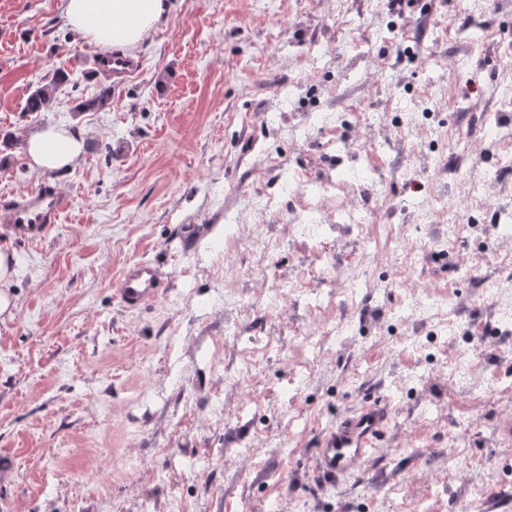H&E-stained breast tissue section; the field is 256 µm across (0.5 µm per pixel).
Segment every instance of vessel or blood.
Wrapping results in <instances>:
<instances>
[{"label": "vessel or blood", "mask_w": 512, "mask_h": 512, "mask_svg": "<svg viewBox=\"0 0 512 512\" xmlns=\"http://www.w3.org/2000/svg\"><path fill=\"white\" fill-rule=\"evenodd\" d=\"M93 68L103 76H125L134 63L120 54L97 55ZM72 205L71 198L57 185L46 183L12 199L0 200V234L30 245L44 242ZM164 279L159 267L149 261L126 264L115 294L126 309L139 310L163 293ZM390 405L382 399L370 400L351 410L328 427L317 439L313 473L323 485L338 487L363 474L389 433Z\"/></svg>", "instance_id": "b4317fda"}]
</instances>
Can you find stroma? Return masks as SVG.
<instances>
[{
  "label": "stroma",
  "instance_id": "1",
  "mask_svg": "<svg viewBox=\"0 0 512 512\" xmlns=\"http://www.w3.org/2000/svg\"><path fill=\"white\" fill-rule=\"evenodd\" d=\"M65 0H0V133L18 139L58 125L81 133L80 163L33 170L18 142L0 153V199L55 182L72 208L36 246L0 236L16 274L13 316H0V504L14 512H468V480L494 474L485 512H512V452L501 426L512 397L482 396L434 373L458 350H478L485 376H512V326L488 281L494 214L465 216L471 232L444 250L447 221L427 224L416 277L453 297L456 328L430 315L399 320V261L379 263L369 238L384 225L411 233L432 195L455 198L454 144L501 118L505 82L496 45L471 56L473 17L452 0H168L169 11L131 50L137 71L108 85L95 46L65 20ZM454 59L456 68L442 67ZM48 111L25 112L56 68ZM111 86L110 104L80 101ZM415 111L438 130L433 162L412 168L403 147L382 150L381 127ZM325 114L301 141L292 126ZM307 124V123H306ZM343 178L367 211L363 230L327 237L293 227L303 181ZM246 217L236 237L225 215ZM274 231L271 251L250 246ZM236 261L225 265V252ZM472 257L464 276L458 256ZM154 261L165 293L129 311L114 288L131 261ZM376 285L357 308L270 307L283 281L327 291L352 267ZM221 343L224 367H211ZM315 368L294 375L305 354ZM376 397L392 408L383 448L341 487L320 485L313 448L326 426ZM445 412L434 420L428 405ZM475 420L453 436L456 419ZM468 449V477L447 457Z\"/></svg>",
  "mask_w": 512,
  "mask_h": 512
}]
</instances>
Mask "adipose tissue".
Masks as SVG:
<instances>
[{
  "label": "adipose tissue",
  "mask_w": 512,
  "mask_h": 512,
  "mask_svg": "<svg viewBox=\"0 0 512 512\" xmlns=\"http://www.w3.org/2000/svg\"><path fill=\"white\" fill-rule=\"evenodd\" d=\"M168 0H65L67 24L101 50L115 46L135 49L168 10ZM82 137L49 125L25 136V152L32 168L67 170L83 155Z\"/></svg>",
  "instance_id": "1"
}]
</instances>
